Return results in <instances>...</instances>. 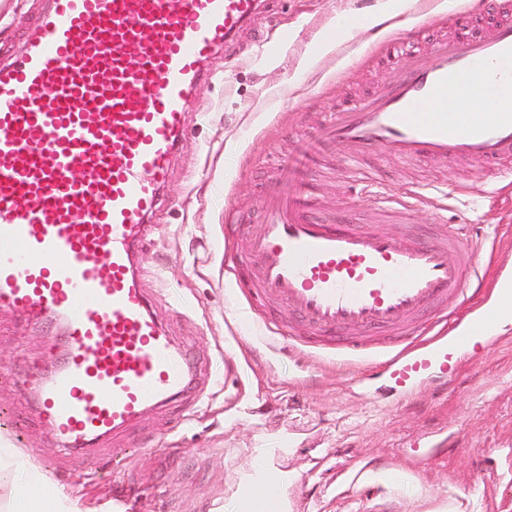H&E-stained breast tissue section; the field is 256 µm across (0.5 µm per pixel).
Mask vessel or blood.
Segmentation results:
<instances>
[{"label":"vessel or blood","instance_id":"1","mask_svg":"<svg viewBox=\"0 0 512 512\" xmlns=\"http://www.w3.org/2000/svg\"><path fill=\"white\" fill-rule=\"evenodd\" d=\"M263 0H40L26 48L0 62V312L60 336L50 371L29 369L33 416L61 449L81 453L124 435L145 411L195 401L196 363L157 319L135 259L159 210L193 90L227 38ZM479 35L433 43L398 81L329 113L315 137L343 143L359 173L380 153L405 162L493 165L512 158V0H491ZM489 110L470 118L479 99ZM475 244L339 224L297 184L272 187L239 257L243 287L288 309L294 347L376 358L411 394L482 334L499 340V308L468 321L449 297L475 296ZM441 324L425 337L421 323ZM278 471L240 493L272 497Z\"/></svg>","mask_w":512,"mask_h":512}]
</instances>
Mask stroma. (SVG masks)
Wrapping results in <instances>:
<instances>
[{
	"label": "stroma",
	"instance_id": "stroma-1",
	"mask_svg": "<svg viewBox=\"0 0 512 512\" xmlns=\"http://www.w3.org/2000/svg\"><path fill=\"white\" fill-rule=\"evenodd\" d=\"M382 2L272 0L267 17L218 52L213 79L193 95L166 206L140 263L160 318L201 368L196 408L146 412L129 439L69 455L34 420L24 390L0 382V442L83 512H113L120 490L127 512H234V488L260 452L287 475L282 512H512V336L494 345L476 340L447 376L405 398L380 379L358 386L351 379L366 362L289 350L278 335L287 309L249 307L230 261L261 221L263 191L290 147V130L309 134L335 106L393 80L400 64L375 54L381 41L402 34L412 50L427 51L447 33L441 3L470 4L407 0L396 18L366 25ZM37 6L0 0L1 57L22 52ZM342 15L361 27L310 57V45ZM284 27L293 31L288 45L258 56L259 41ZM362 171L379 192L418 193L411 224L452 225L472 236L478 272L498 260L512 264V204L494 194V168L408 167L379 155ZM308 185L337 222L381 223L338 159L310 173ZM233 212L241 228L228 243L224 221ZM48 336L46 326L0 313V372L45 367ZM161 448L170 456H158ZM352 457L379 471L399 466L404 479L351 485L336 473ZM126 463L131 473L119 490L113 472Z\"/></svg>",
	"mask_w": 512,
	"mask_h": 512
}]
</instances>
